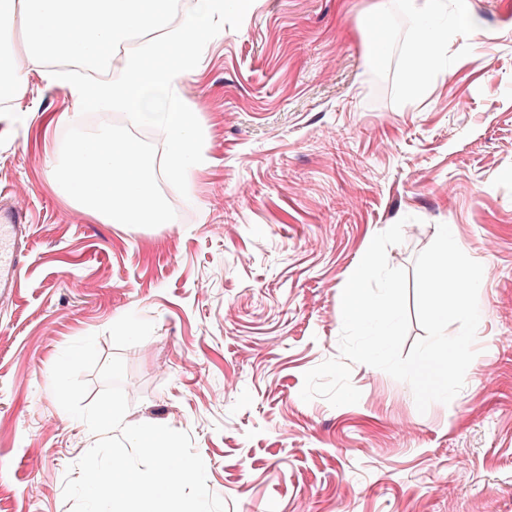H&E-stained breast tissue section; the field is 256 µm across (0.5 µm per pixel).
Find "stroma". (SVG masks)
Listing matches in <instances>:
<instances>
[{"instance_id":"1","label":"stroma","mask_w":512,"mask_h":512,"mask_svg":"<svg viewBox=\"0 0 512 512\" xmlns=\"http://www.w3.org/2000/svg\"><path fill=\"white\" fill-rule=\"evenodd\" d=\"M376 0H257L223 29L181 92L206 162L174 221L107 224L61 195L45 165L75 102L40 71L0 117V188L29 213V259L0 298V512H71L65 474L92 446L62 413L51 368L97 337L121 356L126 423L190 434L228 512H512V0H465L495 34L467 35L406 99L399 4L374 59L356 27ZM412 270L438 224L484 263L478 354L463 389L419 413L408 384L355 364L358 403L303 401L339 357V294L366 242ZM42 492L32 497L31 485Z\"/></svg>"}]
</instances>
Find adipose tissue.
<instances>
[{
  "mask_svg": "<svg viewBox=\"0 0 512 512\" xmlns=\"http://www.w3.org/2000/svg\"><path fill=\"white\" fill-rule=\"evenodd\" d=\"M413 35L406 45L407 70L404 85L409 93L419 91L424 78L440 71L448 52V29L439 20L447 0H405Z\"/></svg>",
  "mask_w": 512,
  "mask_h": 512,
  "instance_id": "1",
  "label": "adipose tissue"
}]
</instances>
